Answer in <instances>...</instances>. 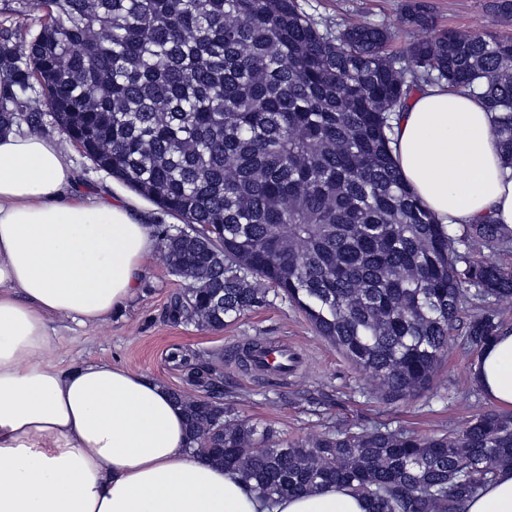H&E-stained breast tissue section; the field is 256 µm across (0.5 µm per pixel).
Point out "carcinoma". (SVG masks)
<instances>
[{"label":"carcinoma","instance_id":"cac0c4a2","mask_svg":"<svg viewBox=\"0 0 512 512\" xmlns=\"http://www.w3.org/2000/svg\"><path fill=\"white\" fill-rule=\"evenodd\" d=\"M404 19L429 35L395 55L385 27L335 25L298 0H0V129L53 121L95 168L182 221L157 225L186 283L170 323L221 329L280 297L407 399L433 386L463 312L472 356L504 327L512 269L476 252H511L512 232L438 223L396 168L393 116L424 85L476 94L512 164V39L439 29L417 0ZM265 345L246 340L241 365ZM170 395L196 451L267 499L336 484L369 512H460L512 469L511 411L432 437L334 427L309 442L230 402Z\"/></svg>","mask_w":512,"mask_h":512}]
</instances>
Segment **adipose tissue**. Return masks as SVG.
I'll return each instance as SVG.
<instances>
[{"mask_svg":"<svg viewBox=\"0 0 512 512\" xmlns=\"http://www.w3.org/2000/svg\"><path fill=\"white\" fill-rule=\"evenodd\" d=\"M393 124L401 177L441 223L512 230V167L479 97L427 86ZM75 184L55 140L0 135V512H368L341 485L267 504L192 451L159 381L108 361H56L55 320H108L135 295L154 243L137 201L90 199ZM472 379L512 409V329L482 350ZM461 512H512V470Z\"/></svg>","mask_w":512,"mask_h":512,"instance_id":"1","label":"adipose tissue"}]
</instances>
